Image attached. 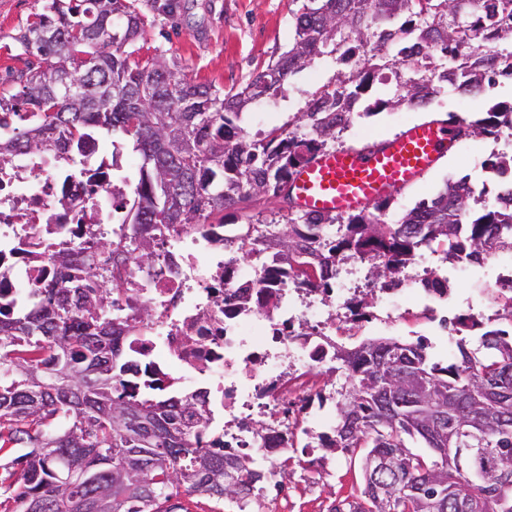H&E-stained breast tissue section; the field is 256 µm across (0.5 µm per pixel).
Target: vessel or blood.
I'll return each mask as SVG.
<instances>
[{
  "mask_svg": "<svg viewBox=\"0 0 512 512\" xmlns=\"http://www.w3.org/2000/svg\"><path fill=\"white\" fill-rule=\"evenodd\" d=\"M454 144L448 125L432 121L409 125L377 147L322 152L293 173V202L316 214L367 208L415 184Z\"/></svg>",
  "mask_w": 512,
  "mask_h": 512,
  "instance_id": "b4317fda",
  "label": "vessel or blood"
}]
</instances>
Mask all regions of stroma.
I'll return each mask as SVG.
<instances>
[{
	"instance_id": "stroma-1",
	"label": "stroma",
	"mask_w": 512,
	"mask_h": 512,
	"mask_svg": "<svg viewBox=\"0 0 512 512\" xmlns=\"http://www.w3.org/2000/svg\"><path fill=\"white\" fill-rule=\"evenodd\" d=\"M155 0H137L145 18L140 58L156 55L177 62L185 77L195 83L229 91L238 90L252 73L261 71L287 50L293 37L294 16L305 0H174L173 15L155 9ZM44 0H0V86L12 88L20 71L30 61L16 40L19 31L41 13ZM338 72L335 55L324 53L293 74L282 88L274 111H262L259 104L244 109L240 124L249 135L287 126L295 114L304 111L310 93L334 82ZM512 100V80L498 79L488 89L483 103L465 98L453 88H444L423 108L406 105L388 107L377 115L354 118L352 124L332 141V148H364L388 139L406 126L448 117L476 118L482 104ZM495 140L478 136L467 148L453 147L446 158L427 172L415 185L399 192L380 217L381 222L396 223L417 202L434 196L446 183L469 177L481 187L486 176L477 158H489ZM286 204L259 200L240 204L209 217L213 224H267L280 221ZM452 262L435 259L432 270L448 277L451 293L449 315L483 314L487 288L495 270L474 268L468 274L450 276ZM381 337L413 341L426 337L433 357L445 355L447 335L435 324L408 317L380 332ZM362 449L336 453L319 479L305 477L306 460L294 461L282 487H264L260 498L270 503V512H332L333 508L359 496L363 486Z\"/></svg>"
}]
</instances>
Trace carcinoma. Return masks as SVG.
Returning <instances> with one entry per match:
<instances>
[{"label": "carcinoma", "mask_w": 512, "mask_h": 512, "mask_svg": "<svg viewBox=\"0 0 512 512\" xmlns=\"http://www.w3.org/2000/svg\"><path fill=\"white\" fill-rule=\"evenodd\" d=\"M77 6H71V2ZM490 28L487 43L465 45L469 32ZM144 20L135 0H46L20 30L23 52L38 59L18 76L20 89L0 88V164L18 148L48 152L80 146L101 131L121 132L141 159L130 223L139 232L125 249L99 237L85 249L116 255L112 275L72 277L80 261L54 258L63 286H51L21 314L0 313V468L17 512H171L170 488L218 500L242 499L263 482L248 459L205 436L211 420L205 395L171 391L150 379L125 382L130 364L118 345L131 330L105 313L124 293L128 266L154 261V233H179L213 212L268 196L291 200L295 170L327 150L345 129L375 73L352 72L315 93L298 121L297 143L272 130L250 140L232 118L334 46L360 45L376 70L411 76L376 108L425 106L440 84L462 93L495 84L490 61L512 41V0H309L295 16L291 47L240 90L222 94L195 85L156 55L137 58ZM26 113L24 128L7 116ZM11 128L8 134L1 130ZM512 130V109L461 124L459 134ZM475 188L467 178L383 224L374 211L297 212L284 224H250L224 237V249L247 258L252 247L273 250L275 281L329 292L328 269L350 257L371 262L381 287L424 248L444 247L452 260L478 263L512 250V206L486 204L470 213ZM454 331L475 332L488 355L459 340L457 360L430 361L423 341L372 339L335 359L347 367L348 390L337 402L330 450L364 448V487L348 512H512V338L472 317ZM423 377L426 386L414 389ZM422 440L415 453L408 440Z\"/></svg>", "instance_id": "cac0c4a2"}]
</instances>
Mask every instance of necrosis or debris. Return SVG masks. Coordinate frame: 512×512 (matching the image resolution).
I'll return each instance as SVG.
<instances>
[{"label":"necrosis or debris","instance_id":"obj_1","mask_svg":"<svg viewBox=\"0 0 512 512\" xmlns=\"http://www.w3.org/2000/svg\"><path fill=\"white\" fill-rule=\"evenodd\" d=\"M135 167V158L103 136L63 155L20 149L0 166V305L26 307L40 286L55 280L52 255L82 251L90 234L112 233L127 193L121 175ZM224 261L223 225L162 235L156 267L130 272L120 322L138 325L146 305L157 317L123 346L141 374H171L205 391L216 413L209 432L223 435L230 449L260 456L275 475L296 435L307 437L311 457L336 427L314 374L333 359L347 330L323 320L321 301L311 293L281 283L262 287V268L238 269L225 281ZM427 270L425 258H417L401 285L385 290L374 326L415 308L447 309V289L427 285ZM250 285L265 311L225 306V294ZM311 320L316 332L288 333V324ZM258 421L264 424L259 436Z\"/></svg>","mask_w":512,"mask_h":512}]
</instances>
